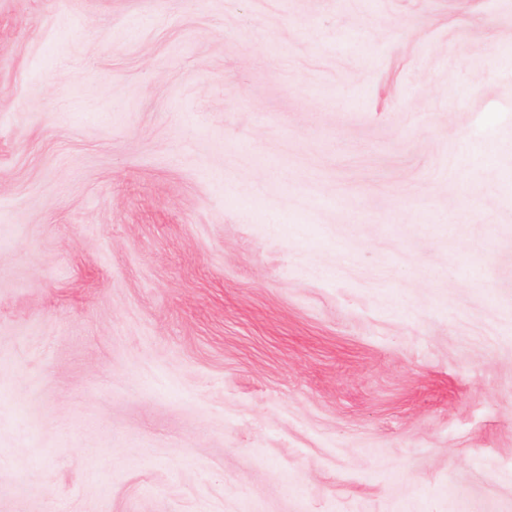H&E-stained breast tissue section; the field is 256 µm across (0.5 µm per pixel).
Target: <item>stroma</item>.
<instances>
[{"label":"stroma","instance_id":"obj_1","mask_svg":"<svg viewBox=\"0 0 512 512\" xmlns=\"http://www.w3.org/2000/svg\"><path fill=\"white\" fill-rule=\"evenodd\" d=\"M0 512H512V0H0Z\"/></svg>","mask_w":512,"mask_h":512}]
</instances>
